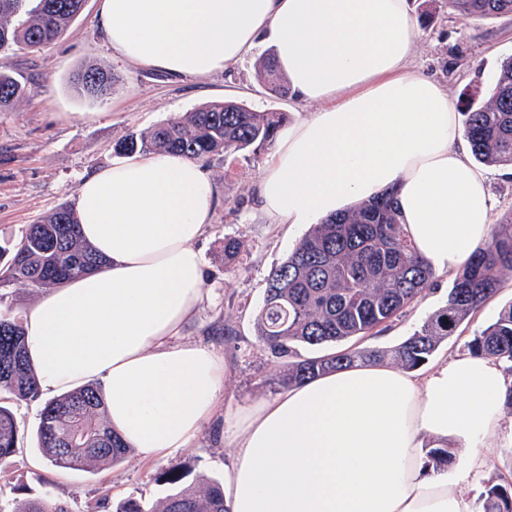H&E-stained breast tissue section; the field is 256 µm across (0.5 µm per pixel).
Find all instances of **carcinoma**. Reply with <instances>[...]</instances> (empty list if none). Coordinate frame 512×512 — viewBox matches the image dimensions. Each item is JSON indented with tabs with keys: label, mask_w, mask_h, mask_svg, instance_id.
Returning a JSON list of instances; mask_svg holds the SVG:
<instances>
[{
	"label": "carcinoma",
	"mask_w": 512,
	"mask_h": 512,
	"mask_svg": "<svg viewBox=\"0 0 512 512\" xmlns=\"http://www.w3.org/2000/svg\"><path fill=\"white\" fill-rule=\"evenodd\" d=\"M0 0V51L41 49L51 45L80 13L84 0ZM448 11L473 19L512 16V0H447ZM258 78L270 95L290 90L272 56ZM118 77L96 63L74 75L77 92L103 101ZM24 87L0 70V112H9ZM465 132L475 160L512 167V55L503 59L489 87L469 86ZM285 114L256 111L244 103L204 105L140 135L114 144L119 155L176 153L197 160L247 152L252 159L276 139ZM243 242L224 239V267L239 263ZM102 263L78 231L75 210L64 203L37 224H29L13 246L0 284L20 283L56 288ZM512 271V212L504 217L489 244L454 274L447 301L420 328L390 350L362 348L360 339L395 317L434 281V273L415 252L399 218L395 190L333 215L314 225L280 264L270 270L261 307L255 316L256 337L271 354L285 360L280 382L295 386L343 366L390 360L414 371L425 365L443 341L469 320ZM471 353L512 363V302L496 320L474 334ZM0 391L17 399H40L37 379L25 356L19 319L0 314ZM38 448L53 466L94 470L114 466L130 452L109 425L101 386L89 383L44 403L37 427ZM18 447V424L0 404V467L12 463ZM449 448H431L428 466L448 467ZM480 512H512V484L493 483L480 497ZM10 512H70L68 503L46 490L16 497ZM110 512H154L135 497L112 505ZM162 512H226L224 487L209 482L188 485L170 494Z\"/></svg>",
	"instance_id": "1"
}]
</instances>
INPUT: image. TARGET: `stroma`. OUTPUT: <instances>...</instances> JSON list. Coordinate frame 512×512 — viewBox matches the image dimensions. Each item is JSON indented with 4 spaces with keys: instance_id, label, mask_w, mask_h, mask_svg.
<instances>
[{
    "instance_id": "stroma-1",
    "label": "stroma",
    "mask_w": 512,
    "mask_h": 512,
    "mask_svg": "<svg viewBox=\"0 0 512 512\" xmlns=\"http://www.w3.org/2000/svg\"><path fill=\"white\" fill-rule=\"evenodd\" d=\"M409 2L419 23L409 65L439 81L455 109H462L464 88L488 81L501 60L512 55V17L476 21L450 13L444 0ZM99 4L100 0H85L71 26L49 47L0 52V68L14 72L25 88L13 111L0 112L2 247L19 240L26 225L38 223L59 204L74 202L80 178L111 166L114 143L127 135L228 100L244 102L258 111L286 113L291 126L318 110L314 102L271 97L258 81L259 65L271 48L264 37L229 68L202 78L115 63L99 27ZM89 62L101 64L120 78L105 101H92L73 87V74ZM204 167L215 191L213 222L202 243L208 298L187 337L214 343L229 363L224 407L237 413L286 391L278 381L283 362L258 343L254 314L263 301L269 271L293 251L309 228L269 224L255 214L252 200L264 161L217 157ZM228 236L244 243L240 263L232 270L224 266ZM451 282L448 275L435 277L397 317L363 339V346L388 349L401 343L445 304ZM511 301L512 273H508L498 295L440 345L430 366L467 354L474 332L493 322L501 307ZM225 326L233 329L232 339L219 336V328ZM9 406L20 434L14 462L0 480V494L10 495L15 487L31 494L48 489L67 501L72 512H107L104 501L115 503L127 497L142 499L159 510L175 491L173 485L157 479L163 466L180 469L188 485L202 478L220 482L224 462L233 453L224 439V417L219 414L189 448L168 463L142 460L133 451L110 468L62 470L52 466L36 447L41 402L13 400ZM494 440L497 451L486 458L480 476L471 483L472 495H481L493 481L512 483V429L501 428Z\"/></svg>"
}]
</instances>
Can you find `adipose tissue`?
<instances>
[{
    "label": "adipose tissue",
    "instance_id": "obj_1",
    "mask_svg": "<svg viewBox=\"0 0 512 512\" xmlns=\"http://www.w3.org/2000/svg\"><path fill=\"white\" fill-rule=\"evenodd\" d=\"M116 58L206 76L268 35L293 96L320 112L279 142L255 197L273 224H317L396 189L419 257L453 273L491 233L489 175L469 159L444 87L408 66L409 0H102ZM80 232L101 268L46 290L23 315L42 396L98 382L112 429L147 458L187 448L224 398L227 367L183 341L204 304L201 239L213 185L172 153L84 177ZM512 380L489 357L425 373L355 365L236 418L224 466L229 512H475L467 486L493 452ZM465 455L427 468L425 442Z\"/></svg>",
    "mask_w": 512,
    "mask_h": 512
}]
</instances>
